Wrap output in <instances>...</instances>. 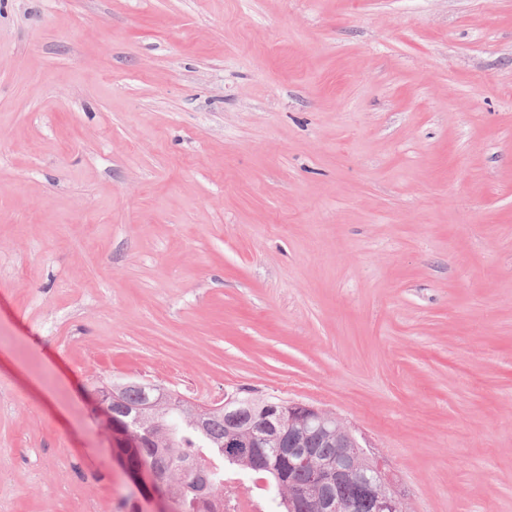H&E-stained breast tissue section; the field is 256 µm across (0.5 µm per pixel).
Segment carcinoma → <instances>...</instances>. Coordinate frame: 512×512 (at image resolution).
I'll use <instances>...</instances> for the list:
<instances>
[{
  "label": "carcinoma",
  "instance_id": "1",
  "mask_svg": "<svg viewBox=\"0 0 512 512\" xmlns=\"http://www.w3.org/2000/svg\"><path fill=\"white\" fill-rule=\"evenodd\" d=\"M148 389L140 383L124 386L120 402L112 405V418L130 420L129 414L143 404ZM264 398L243 396L229 410L212 412L201 426L197 425L191 409L173 393L166 395L164 406L154 414L147 427L160 430L168 436L161 448H121L132 468L143 465L160 473L174 497L179 512H192L195 497L193 461L207 456L216 463L208 473V495H224V476L228 473L247 471L266 479L268 492L274 495L279 512H299L298 495L302 492L317 496L320 490L309 485L304 470H291L288 459L266 448H242L231 454L225 448L228 440L244 442L247 436L259 429ZM356 448H336L328 443L316 449V463L334 464L351 458ZM341 499L352 500L358 512H369V504L361 495L358 483L350 482L335 489Z\"/></svg>",
  "mask_w": 512,
  "mask_h": 512
}]
</instances>
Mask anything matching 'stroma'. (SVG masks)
<instances>
[{
    "mask_svg": "<svg viewBox=\"0 0 512 512\" xmlns=\"http://www.w3.org/2000/svg\"><path fill=\"white\" fill-rule=\"evenodd\" d=\"M101 381L512 512V0H0V512H159Z\"/></svg>",
    "mask_w": 512,
    "mask_h": 512,
    "instance_id": "obj_1",
    "label": "stroma"
}]
</instances>
